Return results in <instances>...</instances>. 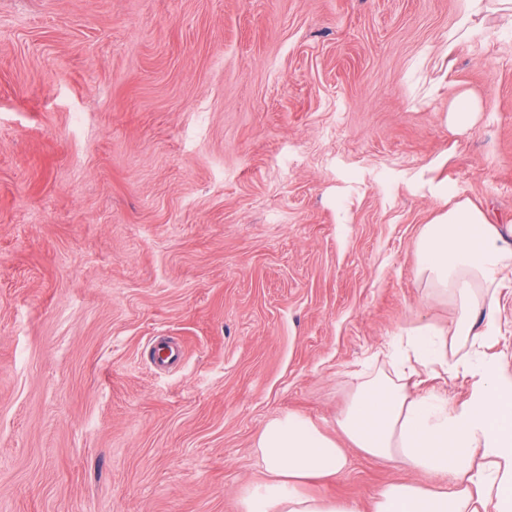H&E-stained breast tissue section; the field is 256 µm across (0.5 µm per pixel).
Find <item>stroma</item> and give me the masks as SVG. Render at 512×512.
Masks as SVG:
<instances>
[{
    "instance_id": "obj_1",
    "label": "stroma",
    "mask_w": 512,
    "mask_h": 512,
    "mask_svg": "<svg viewBox=\"0 0 512 512\" xmlns=\"http://www.w3.org/2000/svg\"><path fill=\"white\" fill-rule=\"evenodd\" d=\"M464 8L0 0V512H241L270 418L337 435L402 336L451 330L422 227L450 193L512 225V14L466 40ZM456 90L482 108L459 133ZM496 324L512 369V275ZM348 459L310 491L424 481Z\"/></svg>"
}]
</instances>
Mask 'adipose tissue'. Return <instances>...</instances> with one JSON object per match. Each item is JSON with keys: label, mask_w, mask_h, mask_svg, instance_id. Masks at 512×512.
Here are the masks:
<instances>
[{"label": "adipose tissue", "mask_w": 512, "mask_h": 512, "mask_svg": "<svg viewBox=\"0 0 512 512\" xmlns=\"http://www.w3.org/2000/svg\"><path fill=\"white\" fill-rule=\"evenodd\" d=\"M417 276L458 308L454 336L471 346L467 358L449 362L447 342L434 326L406 337L398 353L399 372L362 379L337 422L350 446L384 458L428 479L425 487L388 484L372 512H512V370L481 349L497 331V289L512 272V242L470 201H458L425 225L415 243ZM463 370L472 392L459 404L436 394H412L402 367ZM304 415L288 412L269 419L253 445L263 481L247 486L242 512H360L357 503L314 495L308 481L340 476L348 456ZM452 477L456 487H437Z\"/></svg>", "instance_id": "ef3b65f1"}]
</instances>
